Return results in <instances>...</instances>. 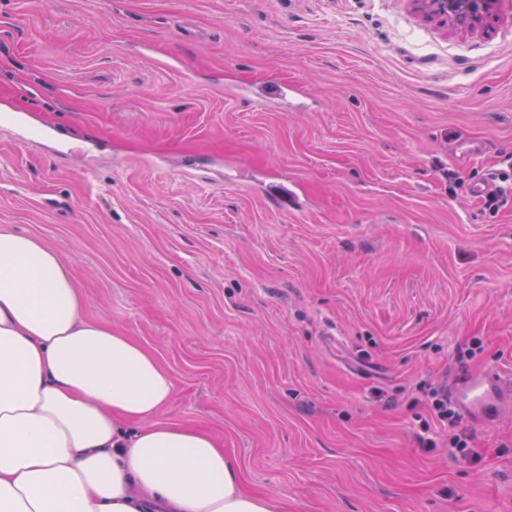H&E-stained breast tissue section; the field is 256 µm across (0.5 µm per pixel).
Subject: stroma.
Returning <instances> with one entry per match:
<instances>
[{"mask_svg":"<svg viewBox=\"0 0 512 512\" xmlns=\"http://www.w3.org/2000/svg\"><path fill=\"white\" fill-rule=\"evenodd\" d=\"M0 227L280 512H512V415L457 459L419 390L512 376V0L475 33L409 0H0Z\"/></svg>","mask_w":512,"mask_h":512,"instance_id":"1","label":"stroma"}]
</instances>
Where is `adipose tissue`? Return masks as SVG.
Returning <instances> with one entry per match:
<instances>
[{"label":"adipose tissue","mask_w":512,"mask_h":512,"mask_svg":"<svg viewBox=\"0 0 512 512\" xmlns=\"http://www.w3.org/2000/svg\"><path fill=\"white\" fill-rule=\"evenodd\" d=\"M85 308L59 254L0 229V512H279L209 433L157 420L170 372Z\"/></svg>","instance_id":"obj_1"}]
</instances>
